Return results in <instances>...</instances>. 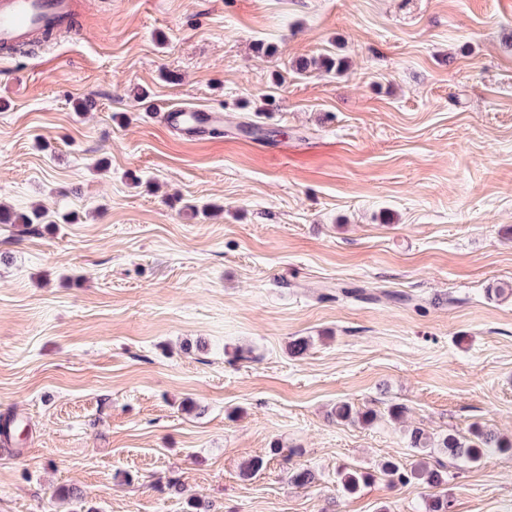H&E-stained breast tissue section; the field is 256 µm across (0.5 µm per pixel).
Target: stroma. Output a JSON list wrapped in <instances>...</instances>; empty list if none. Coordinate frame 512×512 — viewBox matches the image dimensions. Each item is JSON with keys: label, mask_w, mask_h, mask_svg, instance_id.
<instances>
[{"label": "stroma", "mask_w": 512, "mask_h": 512, "mask_svg": "<svg viewBox=\"0 0 512 512\" xmlns=\"http://www.w3.org/2000/svg\"><path fill=\"white\" fill-rule=\"evenodd\" d=\"M82 4L0 59V203L48 211L0 224V512H424L421 458L512 512V453L408 442L512 437V0ZM167 123L176 128L184 130L189 135V140H203L207 134L206 126L208 123H217L224 120L220 114H210L201 112V110H188L183 107L172 106L164 110ZM191 113H197L202 120L201 123L189 124L186 119ZM473 436L476 440L461 438L456 434L448 433L442 436L437 445L448 450V455L453 458L463 459L469 463L479 462L493 448L495 451H507L512 449V442H505L499 435L478 428ZM381 471L393 484L408 485L414 482L429 488H438L447 483L443 471L431 469L422 462H417L408 469L398 461L387 460L382 464Z\"/></svg>", "instance_id": "1"}]
</instances>
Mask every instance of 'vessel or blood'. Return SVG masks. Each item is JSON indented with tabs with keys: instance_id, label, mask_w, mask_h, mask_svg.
Returning a JSON list of instances; mask_svg holds the SVG:
<instances>
[{
	"instance_id": "b4317fda",
	"label": "vessel or blood",
	"mask_w": 512,
	"mask_h": 512,
	"mask_svg": "<svg viewBox=\"0 0 512 512\" xmlns=\"http://www.w3.org/2000/svg\"><path fill=\"white\" fill-rule=\"evenodd\" d=\"M74 6V0H0V53L15 54L39 32L69 26ZM188 115L183 107L172 106L165 111L167 123L184 130L194 141L203 138L207 124L221 120L220 115L206 112L201 122L191 124Z\"/></svg>"
}]
</instances>
